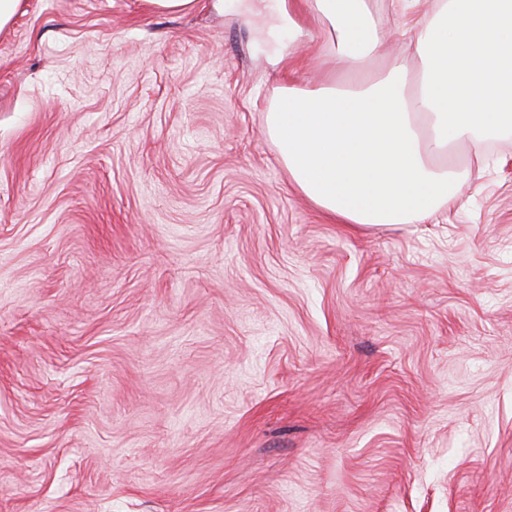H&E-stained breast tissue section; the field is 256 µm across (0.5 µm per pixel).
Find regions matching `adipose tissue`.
Masks as SVG:
<instances>
[{"mask_svg":"<svg viewBox=\"0 0 512 512\" xmlns=\"http://www.w3.org/2000/svg\"><path fill=\"white\" fill-rule=\"evenodd\" d=\"M332 66L288 84L266 114L292 183L343 224H417L450 205L459 145L512 130V0H434L411 24L416 72L399 60L343 86L377 55L372 0H308Z\"/></svg>","mask_w":512,"mask_h":512,"instance_id":"ef3b65f1","label":"adipose tissue"}]
</instances>
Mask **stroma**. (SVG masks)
Masks as SVG:
<instances>
[{
    "instance_id": "35a3bbf8",
    "label": "stroma",
    "mask_w": 512,
    "mask_h": 512,
    "mask_svg": "<svg viewBox=\"0 0 512 512\" xmlns=\"http://www.w3.org/2000/svg\"><path fill=\"white\" fill-rule=\"evenodd\" d=\"M240 2L0 30V512H512V132L335 223L263 132L317 35Z\"/></svg>"
}]
</instances>
